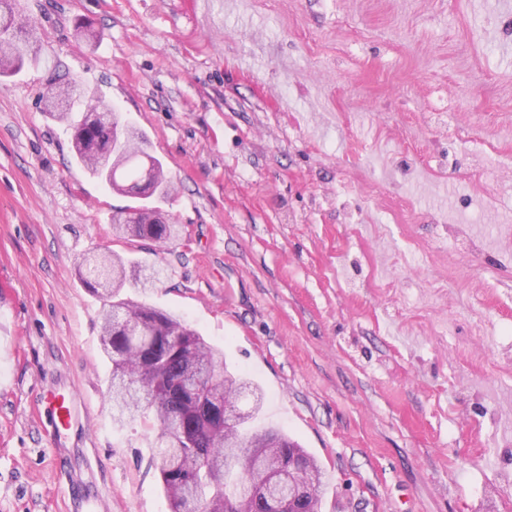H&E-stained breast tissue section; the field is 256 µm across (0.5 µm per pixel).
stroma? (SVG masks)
Masks as SVG:
<instances>
[{
  "label": "stroma",
  "mask_w": 512,
  "mask_h": 512,
  "mask_svg": "<svg viewBox=\"0 0 512 512\" xmlns=\"http://www.w3.org/2000/svg\"><path fill=\"white\" fill-rule=\"evenodd\" d=\"M15 7L41 61L0 80V512H71L74 470L99 512H172L140 421L112 424L101 302L77 277L123 251L112 213L133 199L45 114L63 80L162 161L183 234L136 251L164 270L149 300L320 461L319 512H512V0ZM453 224L484 251L460 256ZM50 388L80 417L58 442Z\"/></svg>",
  "instance_id": "1"
}]
</instances>
